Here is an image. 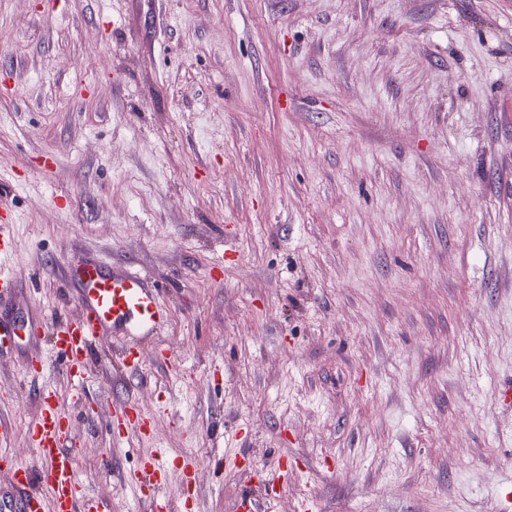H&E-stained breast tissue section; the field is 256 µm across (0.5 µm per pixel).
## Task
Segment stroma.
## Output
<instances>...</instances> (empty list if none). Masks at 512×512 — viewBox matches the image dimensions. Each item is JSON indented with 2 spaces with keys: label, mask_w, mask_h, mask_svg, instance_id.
Listing matches in <instances>:
<instances>
[{
  "label": "stroma",
  "mask_w": 512,
  "mask_h": 512,
  "mask_svg": "<svg viewBox=\"0 0 512 512\" xmlns=\"http://www.w3.org/2000/svg\"><path fill=\"white\" fill-rule=\"evenodd\" d=\"M0 209L17 316H75L76 250L172 313L132 374L1 353L20 464L50 389L112 512L151 453L194 512L281 456L268 512H512V0H0ZM113 418L116 419L117 424L140 435L147 434L151 427L150 416L144 413L135 402H125L114 412L112 410V422ZM293 474L288 461L280 458L259 472L258 481L269 488L274 497H279L288 494L289 480Z\"/></svg>",
  "instance_id": "obj_1"
}]
</instances>
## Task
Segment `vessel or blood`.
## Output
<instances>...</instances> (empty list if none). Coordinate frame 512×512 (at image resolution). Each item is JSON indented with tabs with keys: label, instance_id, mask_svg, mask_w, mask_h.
<instances>
[{
	"label": "vessel or blood",
	"instance_id": "1",
	"mask_svg": "<svg viewBox=\"0 0 512 512\" xmlns=\"http://www.w3.org/2000/svg\"><path fill=\"white\" fill-rule=\"evenodd\" d=\"M10 225L0 224V311L17 303L18 279L3 265L14 250ZM66 285L73 289L77 315L64 322L47 317L0 319V351L21 344L34 345L51 337L66 374L83 380L88 371V355L101 337H119L122 346L119 366L122 372L137 371L143 362V339L155 338L167 325L170 310L160 297L149 273L128 264H116L72 255L62 271ZM117 423L138 434H147L151 418L137 403L126 402L113 412ZM39 458L40 470L18 465L8 449L0 448V512H105L103 503L83 488L75 457L70 449L69 419L51 391L41 395V411L30 430ZM179 470L193 479L197 461L192 457L161 460L144 457L124 478L145 494L152 512H171L162 493L170 470ZM293 470L287 460L262 469L258 480L273 496L287 494Z\"/></svg>",
	"mask_w": 512,
	"mask_h": 512
}]
</instances>
